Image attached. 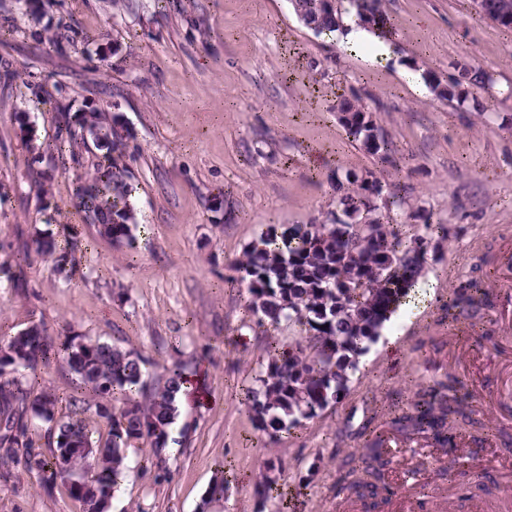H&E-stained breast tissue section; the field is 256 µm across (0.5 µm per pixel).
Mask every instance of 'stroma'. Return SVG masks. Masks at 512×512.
I'll list each match as a JSON object with an SVG mask.
<instances>
[{"mask_svg": "<svg viewBox=\"0 0 512 512\" xmlns=\"http://www.w3.org/2000/svg\"><path fill=\"white\" fill-rule=\"evenodd\" d=\"M402 56L441 73L461 63L491 74L477 90L482 111L410 88L397 67L316 37L287 0H0V342L43 323L53 334H81L141 354L150 382L180 364L198 371L207 402L185 403L163 468L129 471L110 512H275L261 485L265 461L279 456L287 512H350L336 495L339 465L359 445L343 435L350 414L384 415L409 401L417 384L455 371L479 397V410L512 433V29L483 18L471 0H381ZM65 31L58 51L48 38ZM358 93L387 133L394 161L378 164L349 139L332 106ZM46 96L76 113L117 114L128 131L125 162L148 224L116 245L83 223L75 206L80 177L100 150L60 166L38 154L55 136ZM32 130L27 144L21 127ZM374 171L405 201L448 225L447 242L427 254L415 302L401 313L393 356L370 345L343 405L279 441L261 431L241 400L257 368L262 335L244 311L247 284L233 263L260 234L317 224L334 207L335 171ZM49 185L43 195L41 185ZM77 228L84 246L71 277L53 271L32 241ZM495 255V306L482 339L436 319L454 284L485 249ZM250 343L242 352L239 340ZM225 467L222 499L206 495ZM491 471L494 485L478 490ZM473 498L448 492L437 465L409 487L414 512H512V448L461 460ZM0 512H81L64 487L36 477L0 476Z\"/></svg>", "mask_w": 512, "mask_h": 512, "instance_id": "1", "label": "stroma"}]
</instances>
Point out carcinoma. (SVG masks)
Listing matches in <instances>:
<instances>
[{
    "instance_id": "1",
    "label": "carcinoma",
    "mask_w": 512,
    "mask_h": 512,
    "mask_svg": "<svg viewBox=\"0 0 512 512\" xmlns=\"http://www.w3.org/2000/svg\"><path fill=\"white\" fill-rule=\"evenodd\" d=\"M299 21L315 35L332 31L342 22L341 9L331 10L323 0H290ZM360 20L387 33L380 0H348ZM512 15V0H484V16ZM492 83L486 72L455 65L448 84L430 80L435 97L462 104L471 90ZM57 139L43 152L64 156L85 144L84 133L110 145L93 166L90 180L77 185L76 206L83 219L100 234L120 242L138 224L135 187L122 161L127 136L101 121L91 109L72 119L66 107L56 106ZM338 120L348 137L360 143L378 163L391 162L389 142L373 115L356 97L336 99ZM336 207L322 224H293L280 235L263 234L252 242L233 269L248 281L246 311L258 326L275 332L285 325L294 335L284 341L273 335L259 361L260 370L245 388L246 406L258 427L271 437L291 434L302 422L329 407L344 403L359 369L361 356L380 334L386 314L408 297L422 275L426 245L433 236L448 237L446 224L431 222V213L416 207L402 224L385 222L395 204L373 172H347L332 178ZM36 251L54 269L64 272L76 261L81 245L73 238L64 252L51 235L35 239ZM489 255L474 264L473 276L452 292L446 313L438 323L472 331L494 303L493 294L479 288L490 274ZM14 354L0 364V469L36 476L45 489L64 484L82 512H96L98 499L114 496L126 469V449L136 441L148 445L144 465L161 467L176 420V393L191 374L178 366L162 386L145 389V360L133 351L80 336H53L41 323L19 331L5 343ZM63 359L81 393L61 397L46 386L43 370L51 360ZM89 411L108 427L94 435L83 418ZM49 424L45 434L30 428L31 420ZM503 445L512 435L494 430L478 417L463 381L444 371L416 388L409 404L395 403L381 422L365 419L355 432L362 453L347 460L336 494L355 498L366 512H376L394 496L390 473L397 463L388 443L409 447L426 444L445 457L441 475L453 480L456 464L474 453L488 436ZM90 446L87 462L65 467L60 452L72 442ZM283 463L266 462L263 493L276 484Z\"/></svg>"
}]
</instances>
